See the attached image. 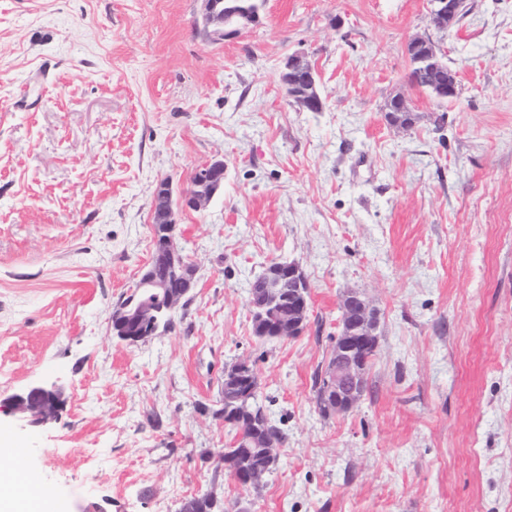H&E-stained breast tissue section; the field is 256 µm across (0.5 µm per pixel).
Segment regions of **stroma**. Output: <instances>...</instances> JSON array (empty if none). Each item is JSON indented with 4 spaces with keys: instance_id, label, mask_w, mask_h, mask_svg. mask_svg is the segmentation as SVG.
I'll return each instance as SVG.
<instances>
[{
    "instance_id": "35a3bbf8",
    "label": "stroma",
    "mask_w": 512,
    "mask_h": 512,
    "mask_svg": "<svg viewBox=\"0 0 512 512\" xmlns=\"http://www.w3.org/2000/svg\"><path fill=\"white\" fill-rule=\"evenodd\" d=\"M264 0L219 40L204 0H0V400L65 392L58 420L0 429L58 512H179L212 493L253 512H512V0ZM457 74L440 103L406 44ZM303 51L323 108L279 70ZM403 96L416 121L389 124ZM220 159L224 186L179 217L195 286L171 328L130 345L110 316L152 253L154 191ZM274 261L310 282L302 335L252 333ZM349 290L380 311L368 389L325 416ZM253 363L284 434L262 485L211 452L224 367ZM466 0H431L430 15L434 26L448 30V24L458 20L465 12Z\"/></svg>"
}]
</instances>
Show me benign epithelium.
I'll return each instance as SVG.
<instances>
[{"label":"benign epithelium","instance_id":"7a95c632","mask_svg":"<svg viewBox=\"0 0 512 512\" xmlns=\"http://www.w3.org/2000/svg\"><path fill=\"white\" fill-rule=\"evenodd\" d=\"M430 15L440 30L458 20L465 12L466 0H430ZM205 14L213 23L224 26V38L231 39L241 29L258 22V8L254 5H236L221 9V0H205ZM408 52L415 54L410 80H424L423 89L442 102H452L458 96V81L454 71L445 65L439 49L428 39L415 37L408 42ZM281 83L301 108L310 112L322 109L317 90L316 74L302 52L288 57L280 76ZM224 185V160L207 162L195 169L189 187L174 192L172 179L166 177L157 187L168 197L169 217L163 224L152 225L153 253L151 262L163 264L167 276L157 280L144 273L130 288L129 293L114 307L111 321L126 328L119 337L129 343L145 341L156 333L160 318L172 312L189 291L194 281V269L187 261L177 242V215L186 209L205 206ZM261 300L255 304L259 319H268L275 336L295 337L307 312L310 285L301 266L295 262L279 264L273 268ZM163 290L166 306L155 309L134 303L141 291ZM288 303V313L281 311ZM340 331L336 335L334 354L325 374L321 405L327 411L336 410L345 390L359 381L367 362L378 347V312L358 291L347 292L341 301ZM63 405V390L59 387L33 386L8 398L0 405L7 415H18L29 425L38 427L55 421Z\"/></svg>","mask_w":512,"mask_h":512}]
</instances>
